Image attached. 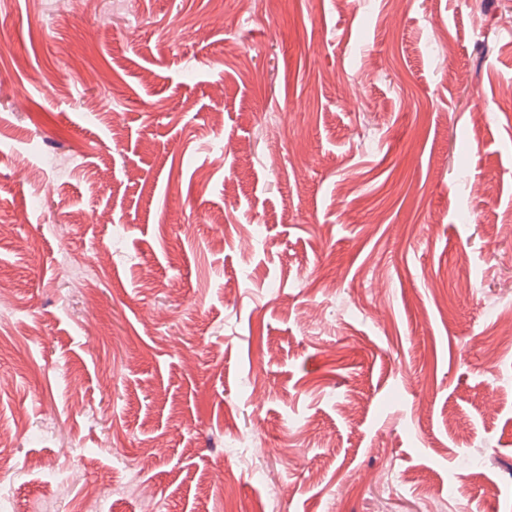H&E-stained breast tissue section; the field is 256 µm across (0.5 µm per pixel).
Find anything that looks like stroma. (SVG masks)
<instances>
[{
    "label": "stroma",
    "mask_w": 512,
    "mask_h": 512,
    "mask_svg": "<svg viewBox=\"0 0 512 512\" xmlns=\"http://www.w3.org/2000/svg\"><path fill=\"white\" fill-rule=\"evenodd\" d=\"M1 80L0 512H512V0H0Z\"/></svg>",
    "instance_id": "stroma-1"
}]
</instances>
